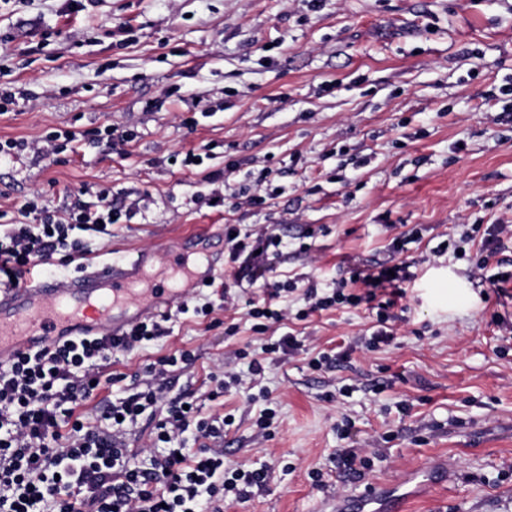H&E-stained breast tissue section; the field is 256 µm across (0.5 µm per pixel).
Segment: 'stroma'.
Listing matches in <instances>:
<instances>
[{
	"label": "stroma",
	"instance_id": "obj_1",
	"mask_svg": "<svg viewBox=\"0 0 512 512\" xmlns=\"http://www.w3.org/2000/svg\"><path fill=\"white\" fill-rule=\"evenodd\" d=\"M65 5L0 0V70L18 95L0 138L106 123L139 136L121 155L100 146L59 164L30 152L0 162V226L32 196L56 210L108 188L145 207L146 221L113 225L93 259L181 254L206 224L221 281L225 225L291 238L310 229V250L277 269L322 288L390 264V240L421 233L404 254L413 277L391 345L362 346L376 323L364 303L288 320L303 347L277 362L261 347L283 329L263 336L242 312L219 309L113 360L131 379L159 356L194 353L175 391L203 414L232 415L225 460L268 472L264 488L225 499L222 512H331L337 498L443 459L450 479L406 499L404 512H512V350L499 352L491 320L512 319V291L481 284L469 260L432 254L458 225L512 220V94L500 92L512 85V0H323L317 12L308 0H99L79 14ZM194 98L217 114L196 120ZM190 150L201 166L179 163ZM231 161L270 169L283 194L208 207L203 176ZM339 346L352 347L348 362L309 368ZM252 358L262 377L210 400L214 375L245 374ZM262 391L276 411L265 437L248 401ZM339 448L360 449L369 468L340 473Z\"/></svg>",
	"mask_w": 512,
	"mask_h": 512
}]
</instances>
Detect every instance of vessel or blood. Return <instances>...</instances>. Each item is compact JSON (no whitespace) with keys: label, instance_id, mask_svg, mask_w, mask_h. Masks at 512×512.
Listing matches in <instances>:
<instances>
[{"label":"vessel or blood","instance_id":"b4317fda","mask_svg":"<svg viewBox=\"0 0 512 512\" xmlns=\"http://www.w3.org/2000/svg\"><path fill=\"white\" fill-rule=\"evenodd\" d=\"M172 276L157 266L156 254L139 253L126 265H84L67 281L44 270L24 283L0 289V362L102 330L120 331L161 302L184 297V284L213 276L209 260L194 267L171 260ZM142 305H134V297Z\"/></svg>","mask_w":512,"mask_h":512}]
</instances>
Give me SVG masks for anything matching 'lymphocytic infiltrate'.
I'll use <instances>...</instances> for the list:
<instances>
[{"label":"lymphocytic infiltrate","instance_id":"lymphocytic-infiltrate-1","mask_svg":"<svg viewBox=\"0 0 512 512\" xmlns=\"http://www.w3.org/2000/svg\"><path fill=\"white\" fill-rule=\"evenodd\" d=\"M133 130L115 132L111 125L81 130L58 129L27 141L0 138V160L30 151L57 161L67 150L87 144L119 149L134 141ZM138 205L120 206L111 190L101 189L93 200L51 211L27 199L15 224L0 232V284L23 280L31 270L59 255L70 263L86 259L90 238L109 234L113 223L128 224L139 214ZM224 266L232 284H219L205 296L178 301L175 310L138 320L119 333L79 336L32 352L19 353L0 363V512H204L207 505L247 499L251 488L263 486L265 469L246 470L224 462V431L231 417L202 416L188 393H172L171 381L193 361L191 351L178 350L147 364L151 381L127 385L123 394L96 415L87 418L80 407L96 388L112 385L113 356L145 348L170 336L180 317L209 316L217 307L244 311L256 333L279 324L289 315L306 319L315 311L339 306L376 303L378 328L366 342L375 349L394 336L392 310L405 296L400 284L405 264L372 273L357 270L361 290L320 291L308 283L303 309L290 312L280 306L284 282L274 280V261L288 243L265 230L242 232L239 225L224 227ZM474 244L479 268L501 267L500 276L487 281L497 293L512 283V224L486 225L482 236L462 232L460 243L437 246L433 254L466 255ZM149 419L152 447L143 462L128 458L127 430ZM196 450H188V442Z\"/></svg>","mask_w":512,"mask_h":512}]
</instances>
